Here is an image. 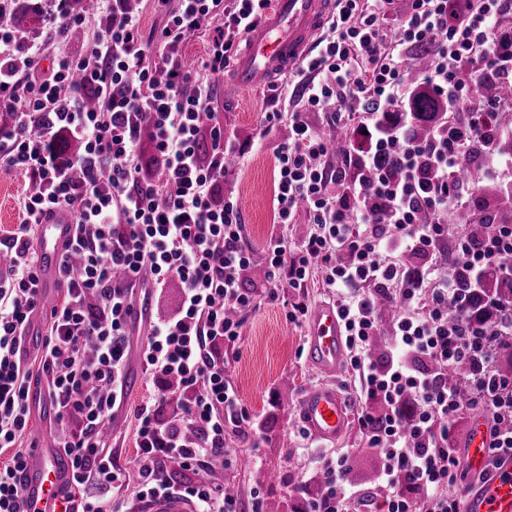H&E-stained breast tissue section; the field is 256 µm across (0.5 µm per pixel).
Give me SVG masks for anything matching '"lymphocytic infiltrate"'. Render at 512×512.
Instances as JSON below:
<instances>
[{"label":"lymphocytic infiltrate","instance_id":"lymphocytic-infiltrate-1","mask_svg":"<svg viewBox=\"0 0 512 512\" xmlns=\"http://www.w3.org/2000/svg\"><path fill=\"white\" fill-rule=\"evenodd\" d=\"M149 2L163 25L144 31L140 13L105 5L80 54L53 49L54 34L84 22L69 0H52L49 36L39 43L0 10V111L12 117L0 127V170L38 186L23 196L22 224L0 237V256L9 259L0 269V449L14 451L0 467V512H25L17 481L30 453L15 442L29 425L33 374L22 350L41 299L31 237L55 208L70 211L78 233L60 266L65 294L50 312L40 365L68 430L63 446L80 492L70 512H132L103 426L125 400L135 283L144 277L157 289L177 280L181 295L176 314L151 325L142 341L144 370L159 386L135 410L139 500L175 491L197 512H262L259 495L243 502L211 478L215 460L234 462L228 435L259 446L224 347L240 342L246 314L265 302H282L288 322L302 324L309 307L287 301L286 291L304 287L313 270L346 328L344 386L359 405L360 443L382 464L376 485L359 488L345 478L353 451L331 450L317 461L322 486L302 512H459L468 474L452 441L455 424L478 414L492 422L486 472L512 457V376L498 371L503 342L512 340V299L462 287L454 267L460 255L473 276L512 277V224L477 239L464 219L480 184L512 181V161L496 149L498 127L475 118L512 112V102L471 94L476 79L512 86V9L505 0H410L396 15L392 0H336L314 48L276 87L277 99L296 103L297 112L287 120L266 112L254 134L276 161L273 229L257 251L244 242L238 196L224 188L227 160L243 153L213 102L216 75L271 0ZM200 30L206 52L190 67L182 44ZM421 45L431 53L420 80L442 106L424 141L408 137L403 124L379 125L412 95L407 55ZM88 90L97 109L81 104ZM314 112L321 123L311 121ZM330 129L350 131L344 151L334 152ZM145 131L161 168L155 180L140 161ZM62 135L84 145L68 165L48 148ZM392 156L394 171L381 165ZM72 165L81 182L70 179ZM300 208L312 230L296 242L284 226ZM452 213L461 217L453 227ZM413 257L423 261L414 278ZM259 261L264 283L244 287V271ZM382 300L395 314L387 351L375 358ZM176 400L178 414L162 419L161 405ZM173 464L200 481L175 485ZM96 486L111 487V496L93 495Z\"/></svg>","mask_w":512,"mask_h":512}]
</instances>
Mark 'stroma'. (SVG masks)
I'll return each mask as SVG.
<instances>
[{
    "label": "stroma",
    "instance_id": "1",
    "mask_svg": "<svg viewBox=\"0 0 512 512\" xmlns=\"http://www.w3.org/2000/svg\"><path fill=\"white\" fill-rule=\"evenodd\" d=\"M268 86L239 91L234 97H217L226 132L244 138L274 106ZM28 181L17 172L0 170V234L22 220L21 194ZM274 189L273 156L269 148L248 147L235 179L246 241L261 248L270 231ZM306 328L289 324L281 303H265L251 312L242 328L239 355L232 359L229 376L237 385L253 421L260 427V447L250 468L233 465L225 482L238 486L241 498L259 492L264 512H295L305 478L298 468L322 452L319 442L300 436L295 400L306 387L324 381L306 359ZM128 371L136 384L126 393L125 404L109 424L112 455L119 467L132 468L137 458L135 408L150 397L155 382L145 373L138 351H131Z\"/></svg>",
    "mask_w": 512,
    "mask_h": 512
}]
</instances>
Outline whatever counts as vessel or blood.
<instances>
[{
  "mask_svg": "<svg viewBox=\"0 0 512 512\" xmlns=\"http://www.w3.org/2000/svg\"><path fill=\"white\" fill-rule=\"evenodd\" d=\"M336 9V0H274L262 23L245 35L246 49L240 56L232 80L224 87L233 94L240 89L268 82L291 71L305 58ZM75 232L67 212H54L41 226L40 279L44 301L58 277L63 248ZM308 359L319 371L336 374L346 360L345 329L335 307L322 304L310 316L306 338ZM299 418L311 438L334 443L347 431L349 404L334 384L324 383L305 390L296 404ZM491 424L474 417L461 443L470 471H481L486 463ZM33 464L20 476L27 512H60L70 492L72 465L63 449L40 440L32 450ZM461 512H512V459H503L493 475L469 487L460 501ZM144 512H194L192 501L180 495L149 500Z\"/></svg>",
  "mask_w": 512,
  "mask_h": 512,
  "instance_id": "obj_1",
  "label": "vessel or blood"
}]
</instances>
